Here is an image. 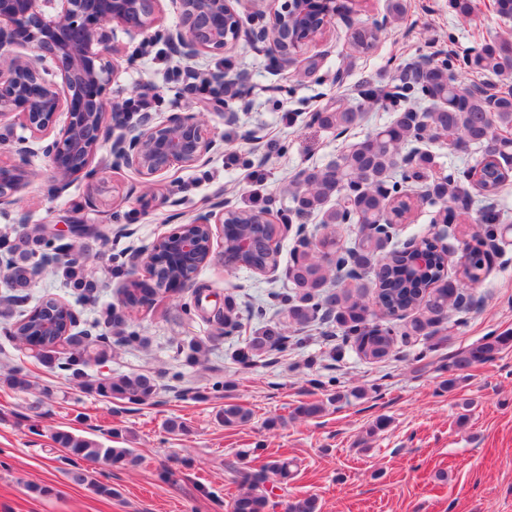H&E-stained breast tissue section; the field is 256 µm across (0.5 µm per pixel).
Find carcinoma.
<instances>
[{
	"mask_svg": "<svg viewBox=\"0 0 512 512\" xmlns=\"http://www.w3.org/2000/svg\"><path fill=\"white\" fill-rule=\"evenodd\" d=\"M379 38V28L360 27L349 39L355 51H369ZM481 72L490 77H512V42L486 44L462 58L444 57L430 64L422 80H410L407 70L383 79H367L360 84L363 101L397 107L401 100L429 102L432 108L418 116L412 109L398 110L390 126L368 134L336 162L326 167L311 166L300 171L295 182L296 214L316 213L321 216L318 244L299 242L298 251L288 272L291 288L272 294L282 306L285 321L265 325L246 337L236 353L240 363L253 365L264 353L280 348L288 339V327H303L315 321L336 323L342 329V341H355L356 351L368 361L388 358L397 339L413 336L432 338L446 318L448 309L457 308L455 289L465 291L480 283V259L473 249H464L460 257V277L448 279V257L432 250L427 238L417 239L421 247L432 253L430 266L418 274L408 269V257L403 250H388L386 238L357 233L354 240H341L340 226L356 224H400L411 210L408 188L424 182L426 197L432 204L457 209L458 219L473 220L471 240L478 244L492 236L500 215L485 206L476 218H470L474 197L494 195L505 180L498 160L512 154V138L503 133L512 130V94L485 96L464 81V74ZM364 118L360 107L336 106L319 113L322 126L345 132ZM453 136V145L481 149L482 158L474 171L463 177L433 175L435 156L427 149L414 147V163L404 167L399 163L403 145L407 142H433L442 134ZM252 214L244 211L238 223L227 224L224 241L231 243L248 236L255 242V251L244 256L251 267L277 262L276 250L269 247L275 228L271 224L251 223ZM24 246L21 262L9 263V280L15 288H25L33 276L29 257L54 261L55 270L75 280L82 292L92 297L97 285L94 280L78 277L76 261L65 249L41 237L33 227L20 238ZM413 313L401 336L390 326L375 323L377 318H398ZM224 325V333L239 327L235 304L224 303V312L215 314ZM72 313L60 300H48L23 315L12 331V338L21 344L40 347L37 358L51 369L68 372L69 378L87 393L103 398L145 402L155 393L154 379L145 374H126L117 378H91L87 368L102 364L112 353L108 337H91L86 331L73 332ZM512 346V336H489L477 344L454 354L448 370L462 373L494 359ZM5 386L26 392L34 388L23 368L15 367L0 377ZM226 427L249 423L252 414L247 409L226 404L221 415ZM54 443L67 450L72 463L71 479L88 485L96 494L112 497V485L92 477L85 463L105 464L116 468L134 467L140 457L133 448H112L70 430H59L52 436ZM288 463L274 461L259 472L243 475L240 490L231 504V512H265L267 497L264 483L266 472L287 473ZM288 512H319L314 497L294 499Z\"/></svg>",
	"mask_w": 512,
	"mask_h": 512,
	"instance_id": "cac0c4a2",
	"label": "carcinoma"
}]
</instances>
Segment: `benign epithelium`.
I'll use <instances>...</instances> for the list:
<instances>
[{
  "label": "benign epithelium",
  "instance_id": "7a95c632",
  "mask_svg": "<svg viewBox=\"0 0 512 512\" xmlns=\"http://www.w3.org/2000/svg\"><path fill=\"white\" fill-rule=\"evenodd\" d=\"M40 2L0 0V56L17 47L29 51L0 67V125L18 123L36 135L54 134L45 153L58 189L65 188L106 144L145 179L164 173L174 163L194 166L217 150L199 113L190 109L175 112L159 124L128 125L116 139L106 123L110 48L103 28L110 24L130 35L146 32L156 23L159 0H61L62 9L55 15L45 14ZM349 3L284 0L270 25L247 27L231 0H180L182 22L167 33V41L179 55L192 59L242 40L289 65L330 21L338 18L353 24ZM48 59L61 76V88L39 68ZM60 112L67 114V120L56 130ZM32 177L23 164H0V206L15 203L14 195ZM238 213L226 205L216 219L211 213L201 214L157 238L137 260L131 280L151 288L162 281L167 292L175 294L196 287L198 270L213 256V224L222 230ZM501 249L498 237L485 240V267L494 264ZM174 257L181 260L180 273L167 279Z\"/></svg>",
  "mask_w": 512,
  "mask_h": 512
}]
</instances>
